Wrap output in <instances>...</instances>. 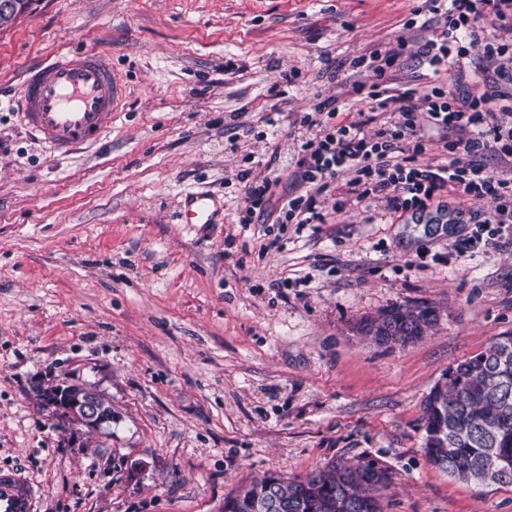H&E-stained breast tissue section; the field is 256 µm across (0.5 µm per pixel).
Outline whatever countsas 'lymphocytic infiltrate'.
<instances>
[{
    "mask_svg": "<svg viewBox=\"0 0 512 512\" xmlns=\"http://www.w3.org/2000/svg\"><path fill=\"white\" fill-rule=\"evenodd\" d=\"M430 6L444 13L445 24L417 51L429 77L438 78L449 65L460 64L469 46L480 42L485 58L494 63L486 72L484 93L448 96L435 86L422 96L410 87L386 96L374 88L367 94L370 111L346 124L336 122L335 107L317 105L315 115L302 119L315 134L304 142L296 161L295 178L307 190L284 199L277 223H322L321 198L337 174L346 172L350 178L344 196L333 203L335 211L376 199L385 200L394 214L423 210L447 193L470 200L490 198L497 203L495 220L478 225V233L491 240L512 233V176L496 174L482 162L483 156L494 153L512 165V72L498 63L505 46L482 37L488 21L512 29V0H430ZM382 112L387 120H379ZM371 123L376 130L365 135L362 128ZM424 126L440 134L448 153L441 163L421 160Z\"/></svg>",
    "mask_w": 512,
    "mask_h": 512,
    "instance_id": "obj_1",
    "label": "lymphocytic infiltrate"
}]
</instances>
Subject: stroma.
Instances as JSON below:
<instances>
[{
    "label": "stroma",
    "instance_id": "1",
    "mask_svg": "<svg viewBox=\"0 0 512 512\" xmlns=\"http://www.w3.org/2000/svg\"><path fill=\"white\" fill-rule=\"evenodd\" d=\"M435 23L427 0H33L0 26V467L33 480L39 512H224L252 480L357 461L386 470L384 512H512L511 486L422 449L443 372L512 333V239L453 249L495 202L276 221L303 192L302 117L329 100L356 119L361 82L428 88L414 53L380 80L366 61ZM64 49L106 53L124 95L97 143L59 156L19 89ZM271 164L267 212L240 223V173ZM200 192L217 223H182ZM421 305L436 322L416 342L355 330ZM40 380L95 383L111 429L43 411Z\"/></svg>",
    "mask_w": 512,
    "mask_h": 512
}]
</instances>
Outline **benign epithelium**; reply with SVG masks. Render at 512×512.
Masks as SVG:
<instances>
[{
  "instance_id": "obj_1",
  "label": "benign epithelium",
  "mask_w": 512,
  "mask_h": 512,
  "mask_svg": "<svg viewBox=\"0 0 512 512\" xmlns=\"http://www.w3.org/2000/svg\"><path fill=\"white\" fill-rule=\"evenodd\" d=\"M28 10L27 0H0V24ZM36 392L54 405L55 414L64 416L91 430L112 423V408L100 399L95 388L79 386L76 392L62 391L56 386H36Z\"/></svg>"
}]
</instances>
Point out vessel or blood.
Here are the masks:
<instances>
[{
  "label": "vessel or blood",
  "instance_id": "b4317fda",
  "mask_svg": "<svg viewBox=\"0 0 512 512\" xmlns=\"http://www.w3.org/2000/svg\"><path fill=\"white\" fill-rule=\"evenodd\" d=\"M122 93L106 55L60 52L27 71L20 89L22 114L47 149L65 154L97 141ZM183 214L189 224H210L215 216L210 197L202 193L190 196ZM37 502V490L24 472L0 468V512H37Z\"/></svg>",
  "mask_w": 512,
  "mask_h": 512
}]
</instances>
